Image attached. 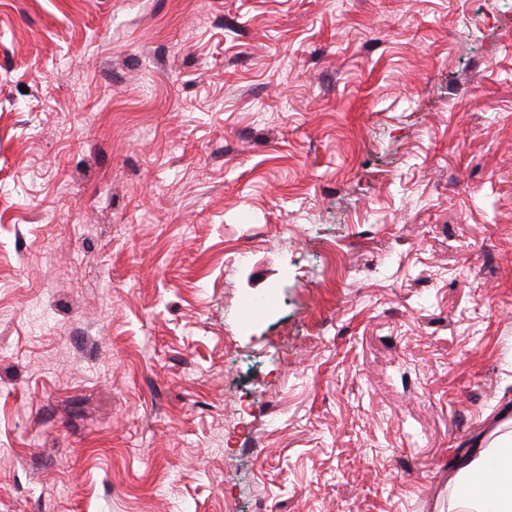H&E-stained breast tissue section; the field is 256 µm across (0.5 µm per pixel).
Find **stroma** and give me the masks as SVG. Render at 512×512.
<instances>
[{
  "label": "stroma",
  "instance_id": "obj_1",
  "mask_svg": "<svg viewBox=\"0 0 512 512\" xmlns=\"http://www.w3.org/2000/svg\"><path fill=\"white\" fill-rule=\"evenodd\" d=\"M512 409V0H0V512H448Z\"/></svg>",
  "mask_w": 512,
  "mask_h": 512
}]
</instances>
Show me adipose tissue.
<instances>
[{
    "label": "adipose tissue",
    "mask_w": 512,
    "mask_h": 512,
    "mask_svg": "<svg viewBox=\"0 0 512 512\" xmlns=\"http://www.w3.org/2000/svg\"><path fill=\"white\" fill-rule=\"evenodd\" d=\"M452 482L448 512H512V417L471 442Z\"/></svg>",
    "instance_id": "1"
}]
</instances>
